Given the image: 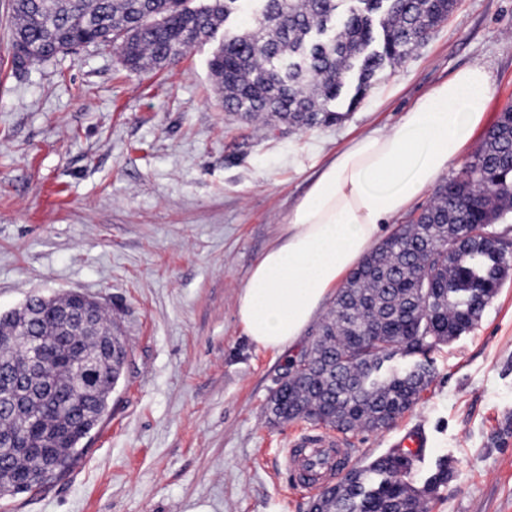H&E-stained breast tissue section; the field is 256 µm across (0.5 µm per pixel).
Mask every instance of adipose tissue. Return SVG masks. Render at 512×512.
<instances>
[{
	"mask_svg": "<svg viewBox=\"0 0 512 512\" xmlns=\"http://www.w3.org/2000/svg\"><path fill=\"white\" fill-rule=\"evenodd\" d=\"M491 92L483 67L459 70L394 126L358 135L318 170L239 293L237 317L255 344L280 351L303 338L386 225L462 157Z\"/></svg>",
	"mask_w": 512,
	"mask_h": 512,
	"instance_id": "1",
	"label": "adipose tissue"
}]
</instances>
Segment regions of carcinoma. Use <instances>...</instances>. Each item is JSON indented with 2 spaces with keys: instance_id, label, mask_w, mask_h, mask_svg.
<instances>
[{
  "instance_id": "1",
  "label": "carcinoma",
  "mask_w": 512,
  "mask_h": 512,
  "mask_svg": "<svg viewBox=\"0 0 512 512\" xmlns=\"http://www.w3.org/2000/svg\"><path fill=\"white\" fill-rule=\"evenodd\" d=\"M241 0H11L9 57L22 71L78 48L113 47L130 71L162 66L224 29L208 66L224 111L292 127L333 125L385 65L404 61L448 19L456 0H258L259 20L235 23ZM351 273L269 401L276 421L307 419L348 434L380 430L429 386L428 354L472 328L512 269V109L502 112L461 172ZM82 297L31 299L0 316V497L63 476L108 415L125 342L106 309L76 330L57 308ZM112 334L115 352L102 348ZM400 356L401 369L384 370ZM53 368L40 391L31 358ZM420 453L393 448L325 487L310 512H428L448 463L417 488Z\"/></svg>"
}]
</instances>
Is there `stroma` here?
Returning <instances> with one entry per match:
<instances>
[{
  "mask_svg": "<svg viewBox=\"0 0 512 512\" xmlns=\"http://www.w3.org/2000/svg\"><path fill=\"white\" fill-rule=\"evenodd\" d=\"M0 0V315L34 294L97 298L126 340L111 411L59 480L0 512H308L286 472L306 420L271 421L294 350L237 319L249 273L310 177L354 135L397 123L434 82L478 64L485 126L512 107V0H458L423 45L379 71L342 123L270 131L225 112L213 43L132 72L110 48L27 71ZM433 381L387 429L344 438L359 460L418 429L413 475L447 461L430 512H512V274L470 331L429 355Z\"/></svg>",
  "mask_w": 512,
  "mask_h": 512,
  "instance_id": "obj_1",
  "label": "stroma"
}]
</instances>
